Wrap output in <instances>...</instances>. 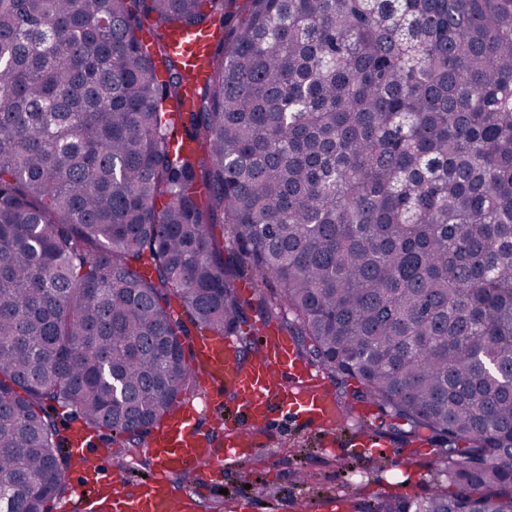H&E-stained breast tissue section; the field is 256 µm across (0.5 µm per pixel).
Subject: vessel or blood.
Listing matches in <instances>:
<instances>
[{
    "label": "vessel or blood",
    "mask_w": 512,
    "mask_h": 512,
    "mask_svg": "<svg viewBox=\"0 0 512 512\" xmlns=\"http://www.w3.org/2000/svg\"><path fill=\"white\" fill-rule=\"evenodd\" d=\"M171 45L182 55L189 83L202 81L209 71V37L179 30L172 34ZM260 339V356L242 362L229 337L202 333L195 338L192 366L201 402L188 401L163 414L147 447L154 461L148 479L129 484L124 471L112 469L107 449L93 444L92 433L75 432L72 452L81 485L111 497L113 512H184L187 500L207 485L208 474L253 451L255 429L288 414L333 424V401L326 389L314 385V369L298 356L294 341L272 326L262 330ZM228 393L237 402L239 418L225 423L219 444L210 432L197 428L196 421L201 413L221 412ZM177 475L194 476L195 486L174 492L169 479Z\"/></svg>",
    "instance_id": "vessel-or-blood-1"
}]
</instances>
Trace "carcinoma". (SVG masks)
<instances>
[{
    "instance_id": "carcinoma-1",
    "label": "carcinoma",
    "mask_w": 512,
    "mask_h": 512,
    "mask_svg": "<svg viewBox=\"0 0 512 512\" xmlns=\"http://www.w3.org/2000/svg\"><path fill=\"white\" fill-rule=\"evenodd\" d=\"M175 29L215 33L188 112ZM244 275L437 446L452 492L370 512H512V0H0V512L68 493L49 408L127 470L194 395L170 300L258 354Z\"/></svg>"
}]
</instances>
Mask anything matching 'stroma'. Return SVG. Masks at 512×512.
I'll return each mask as SVG.
<instances>
[{"mask_svg":"<svg viewBox=\"0 0 512 512\" xmlns=\"http://www.w3.org/2000/svg\"><path fill=\"white\" fill-rule=\"evenodd\" d=\"M376 408L353 409L338 431L289 421L258 430V449L226 469L220 488L197 499L191 512L219 505L221 512H312L315 503L338 502L340 512H368L387 494L426 495L443 486L441 467L429 446L382 436L390 455L372 456L353 433L378 420Z\"/></svg>","mask_w":512,"mask_h":512,"instance_id":"obj_1","label":"stroma"}]
</instances>
